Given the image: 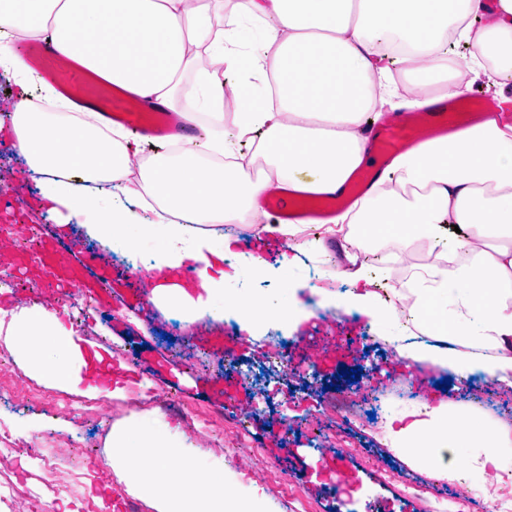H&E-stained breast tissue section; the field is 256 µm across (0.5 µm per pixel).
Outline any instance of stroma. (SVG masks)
Returning <instances> with one entry per match:
<instances>
[{
    "label": "stroma",
    "mask_w": 512,
    "mask_h": 512,
    "mask_svg": "<svg viewBox=\"0 0 512 512\" xmlns=\"http://www.w3.org/2000/svg\"><path fill=\"white\" fill-rule=\"evenodd\" d=\"M23 219L58 230V246L71 258H86L100 247L89 240L66 212L48 213L41 207L38 188L25 159L9 137L0 136V226ZM343 235L330 238L317 257L302 255L301 265L282 267V247L268 248L264 258L269 276L249 281L251 290L277 295L298 289L302 300L322 288L345 290L339 280L328 279L333 268H346ZM149 251L135 255L108 254L105 268L111 287L101 293L97 312L74 319L60 299L59 287L48 284L41 257L36 253L0 251V348L10 359V379L0 389V421L7 423L26 447L38 448L45 432L52 431L75 446L92 451L79 494L65 486L43 489L45 512H83V496L93 497L98 512H127L126 500L109 490L117 477L110 467L113 429L148 416L159 425L177 428L185 452L212 456L211 448L192 434L177 413L153 407L157 397L196 412L222 411L217 428L224 433L226 468L239 473L240 486L262 487L270 497L269 512H432L439 502H450L460 487L470 489L466 512H512V502L493 500L477 493L466 463H459V477L445 482L390 460L382 443V424L338 416L327 410L326 385L337 383L341 368L362 366L363 379L380 389L384 411L433 389L440 373L426 365L396 360L392 349L358 315L338 320L332 328L336 343L333 359L314 365L309 374L294 376L270 364L273 337L287 336L292 348L289 362L306 361L314 353L302 333L285 335L277 324H268L258 340L236 329L233 315L223 323L187 322L179 312L154 305L132 310L128 275L133 267L148 268ZM56 317L65 332L94 346L108 368L104 393L90 397L83 388H64L48 375L32 372L26 359L8 338L22 316L31 311ZM232 347L246 366V376L235 386L223 387L224 349ZM120 394H113V386ZM447 395L459 406L476 409L486 420L512 424V393L501 391L490 376L478 373L452 382ZM64 397L67 405L52 409L45 397ZM97 401L100 418L87 419L84 409ZM255 421L245 439H237L236 425L242 409ZM350 475L352 499L342 502L324 468L326 460ZM425 486L424 498L408 495L407 486Z\"/></svg>",
    "instance_id": "stroma-1"
}]
</instances>
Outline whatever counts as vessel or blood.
Here are the masks:
<instances>
[{
    "label": "vessel or blood",
    "mask_w": 512,
    "mask_h": 512,
    "mask_svg": "<svg viewBox=\"0 0 512 512\" xmlns=\"http://www.w3.org/2000/svg\"><path fill=\"white\" fill-rule=\"evenodd\" d=\"M20 54L55 87L72 112L96 113L103 122L122 124L144 139L167 137L185 145L197 134L196 126L167 106L110 89L94 72L61 53L51 35L25 42ZM505 112L504 103L497 98L465 94L433 95L421 109L401 108L382 113L366 128L365 151L370 161L357 172L354 181L317 194L313 205L308 204L307 193L272 187L261 197L263 208L272 222L278 224L329 223L336 215L337 206L366 195L397 156L426 140L454 134ZM41 261L45 268L58 274L61 287L69 293L94 294V286L85 279L84 267L67 260L55 239L42 241Z\"/></svg>",
    "instance_id": "b4317fda"
}]
</instances>
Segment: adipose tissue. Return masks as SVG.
I'll return each instance as SVG.
<instances>
[{"mask_svg": "<svg viewBox=\"0 0 512 512\" xmlns=\"http://www.w3.org/2000/svg\"><path fill=\"white\" fill-rule=\"evenodd\" d=\"M0 23L29 35L51 34L61 48L117 88L170 104L182 81L195 100L189 121L224 130L226 105L215 70L196 66L198 52L222 61L242 81L230 94L240 123L235 140L260 137L278 182L303 179L322 191L342 186L364 161L367 115L382 107L416 109L428 89L457 95L468 82L512 85V0H0ZM99 37L85 42L80 33ZM474 49L467 73L441 65L452 33ZM14 146L38 173L41 202L66 209L86 234L115 253L148 249L157 277L153 300L187 319L223 321L233 313L241 331L255 335L267 321L297 331L317 316L296 292L284 298L243 289L265 276L261 255H239V237L218 232L234 213L257 212L265 188L240 166L202 165L194 150L147 158L127 179L129 138L122 126L102 128L68 112H36L18 103ZM152 199L189 224H153L136 209ZM388 225L390 255L408 239L440 242L443 225L459 227L465 263L435 271L433 287L411 288L416 303L433 305L419 316L422 335L448 327L450 344L463 339L470 354L407 343L395 314L372 288L369 265L349 256L346 292L333 305L383 329L398 357L426 362L464 379L482 372L512 390V125L489 122L452 139L426 142L399 156L384 182L339 214L331 230ZM237 262L226 265L227 257ZM15 341L32 366L50 369L60 385L82 383L88 366L74 336L56 318L22 319ZM489 346L494 358L476 349ZM387 445L413 468L453 481L455 459L492 482L512 470V427L489 425L449 399L420 397L392 412ZM120 456L112 468L155 512H267L263 489L228 498L237 476L205 456L173 458L180 445L172 429L148 417L113 431ZM155 456H145V449Z\"/></svg>", "mask_w": 512, "mask_h": 512, "instance_id": "obj_1", "label": "adipose tissue"}]
</instances>
